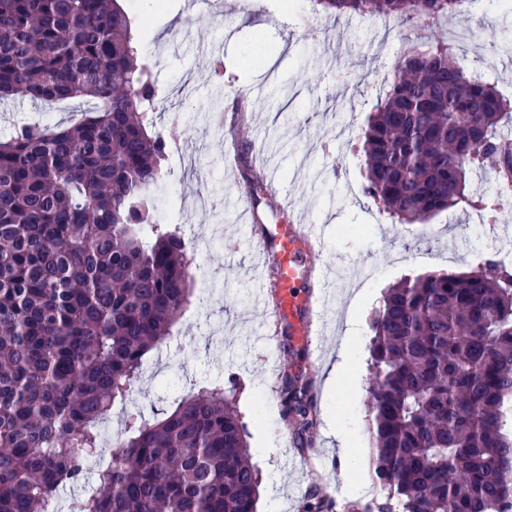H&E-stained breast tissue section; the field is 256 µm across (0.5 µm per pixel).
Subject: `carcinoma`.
Listing matches in <instances>:
<instances>
[{"label":"carcinoma","instance_id":"obj_1","mask_svg":"<svg viewBox=\"0 0 512 512\" xmlns=\"http://www.w3.org/2000/svg\"><path fill=\"white\" fill-rule=\"evenodd\" d=\"M328 16L400 24L463 0H313ZM118 0H0V98L86 100L71 126L0 137V512H46L100 457L97 423L126 407L145 355L189 302L192 258L153 218L166 142L159 89ZM512 98L443 40L404 49L361 133L364 191L397 224L473 204L468 174L512 177ZM373 466L382 501L353 512H512V272L425 273L370 322ZM307 374L280 376L296 448L316 414ZM236 386L196 384L164 419L130 413L97 488L69 512H257ZM332 503L314 485L303 512Z\"/></svg>","mask_w":512,"mask_h":512}]
</instances>
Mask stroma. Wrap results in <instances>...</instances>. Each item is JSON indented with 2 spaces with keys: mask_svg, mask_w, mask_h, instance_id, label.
<instances>
[{
  "mask_svg": "<svg viewBox=\"0 0 512 512\" xmlns=\"http://www.w3.org/2000/svg\"><path fill=\"white\" fill-rule=\"evenodd\" d=\"M222 2L219 23L194 12L190 0H121L162 90L155 126L196 159L166 161L155 220L179 225L202 245L190 303L165 344L147 354L130 404L153 421L171 412L192 383L235 379L252 462L261 472L258 512H301L314 482L334 485L343 504L351 501V488L373 484L368 320L384 289L430 270L469 271L512 252V205L499 207L492 222L460 209L410 229L392 223L364 193L356 135L415 37L471 32L472 42L456 44V52L469 72L512 96V10L500 0H475L463 16L411 27L383 16L318 15L311 0H256L243 18L235 0ZM205 43L224 63L222 80L213 76ZM228 86L258 92L230 180L224 134L211 119L213 107L234 105ZM79 107L73 101L51 111L28 100L0 101V129L33 118L62 126ZM253 169L275 176L283 189L262 223H281L289 201L300 202L309 223L323 227L320 274L353 275L334 294L328 327L299 360L317 396V425L303 453L270 394L285 357L281 344H267L276 326L257 302L275 268L254 257L258 225L240 219L241 185ZM336 365L341 372L328 382ZM340 428L358 450L356 462H344L338 452Z\"/></svg>",
  "mask_w": 512,
  "mask_h": 512,
  "instance_id": "obj_1",
  "label": "stroma"
}]
</instances>
